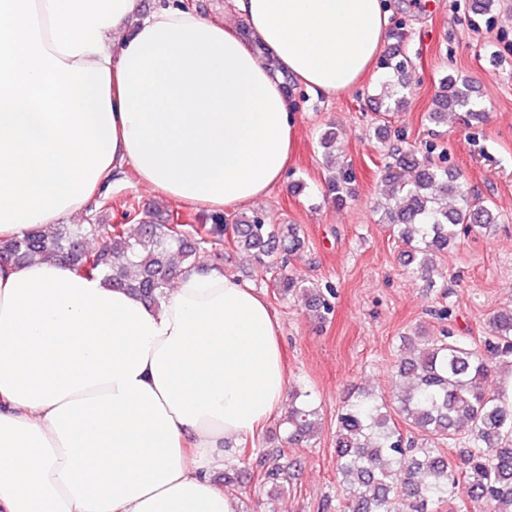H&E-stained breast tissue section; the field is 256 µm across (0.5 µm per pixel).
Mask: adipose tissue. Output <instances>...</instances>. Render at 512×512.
I'll return each mask as SVG.
<instances>
[{
    "label": "adipose tissue",
    "mask_w": 512,
    "mask_h": 512,
    "mask_svg": "<svg viewBox=\"0 0 512 512\" xmlns=\"http://www.w3.org/2000/svg\"><path fill=\"white\" fill-rule=\"evenodd\" d=\"M279 66L341 94L378 62L383 0H233ZM233 28L140 0H0V238L84 215L127 168L212 211L264 196L293 137ZM281 326L231 274L158 304L58 261H0V512H237L212 471L288 396Z\"/></svg>",
    "instance_id": "adipose-tissue-1"
}]
</instances>
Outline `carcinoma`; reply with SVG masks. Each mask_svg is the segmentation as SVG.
Masks as SVG:
<instances>
[{
    "instance_id": "obj_1",
    "label": "carcinoma",
    "mask_w": 512,
    "mask_h": 512,
    "mask_svg": "<svg viewBox=\"0 0 512 512\" xmlns=\"http://www.w3.org/2000/svg\"><path fill=\"white\" fill-rule=\"evenodd\" d=\"M381 66L396 78L381 85L393 101L385 111L400 112L407 101L395 83L404 81L411 59L395 46ZM435 104L428 113L435 124L454 112L470 120L481 117L472 81L452 74L441 82ZM399 167L408 175L387 178L389 189L377 208L384 212L382 223L406 246L408 264L428 271L435 253L447 250L461 234L500 223L493 208L448 168L404 158ZM350 183L343 167L329 179L326 193L334 197ZM124 207L117 224L84 217L80 224H52L1 238L0 259L17 264L64 261L80 275L101 276L109 286L156 304L180 268L196 266L197 253L219 255L227 242L248 254L279 296L306 292L319 322L333 314L329 298L288 269L304 244L294 225L268 224L258 211L212 213L200 224H183L172 210H142L133 202ZM504 363L512 373V312L491 318V336L482 351L449 331L421 337L420 347L396 365L397 376L408 383L392 399L353 393L336 420V473L345 488L336 512H393L395 501L400 512H438L439 504L453 502L460 492L488 512H512V405L500 391L483 387ZM307 397L305 392L294 394L280 423L282 443H307L315 437L318 415ZM408 428L423 433L431 447H412L404 434ZM462 438L467 447L459 449V467L437 445ZM256 462L263 485L277 491L288 483L292 463L283 451L260 449Z\"/></svg>"
}]
</instances>
